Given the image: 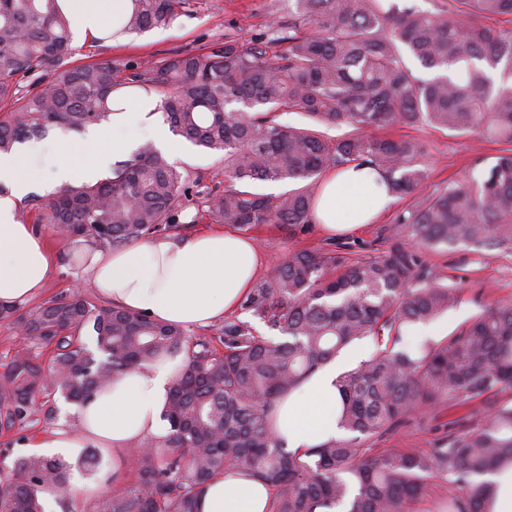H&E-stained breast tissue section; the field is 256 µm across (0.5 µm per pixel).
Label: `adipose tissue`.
Wrapping results in <instances>:
<instances>
[{
  "label": "adipose tissue",
  "instance_id": "adipose-tissue-1",
  "mask_svg": "<svg viewBox=\"0 0 512 512\" xmlns=\"http://www.w3.org/2000/svg\"><path fill=\"white\" fill-rule=\"evenodd\" d=\"M131 0H61L75 38L125 43L130 33L121 18ZM157 96L120 88L112 94L113 130L129 127L148 133L163 149L177 150L159 114ZM70 138L54 132L11 153H0V182L10 187L0 197V304H24L50 277L54 260L35 225L17 220V202L34 184L53 191L73 180V170L58 148ZM392 200L381 172L350 166L331 170L322 180L313 212L327 234L356 231L382 215ZM262 257L254 240L202 230L188 235H157L130 247L97 253L87 268L89 281L106 300L161 323L204 326L233 313L255 286ZM355 357L346 351L289 397L277 402V430L294 452L326 441L337 432L340 397L336 378ZM168 373L140 368L118 374L111 388L76 412V426L57 429L36 444L38 452L74 457L82 448H109L125 454L130 446L164 435L160 417ZM273 492L256 480L226 471L206 491L201 512H270Z\"/></svg>",
  "mask_w": 512,
  "mask_h": 512
}]
</instances>
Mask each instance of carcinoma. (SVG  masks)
Instances as JSON below:
<instances>
[{
	"label": "carcinoma",
	"mask_w": 512,
	"mask_h": 512,
	"mask_svg": "<svg viewBox=\"0 0 512 512\" xmlns=\"http://www.w3.org/2000/svg\"><path fill=\"white\" fill-rule=\"evenodd\" d=\"M190 2L134 0L123 28H169ZM288 8V23L259 38L226 36L160 60L71 65L58 0H0V101L12 102L0 114V152L53 129L107 125L112 92L129 86L159 97L172 132L224 158L229 185L208 199L215 224L303 232L322 175L352 165L379 170L389 194L411 199L379 254L352 258L338 242L280 259L241 303L250 319L217 329L221 349L75 290L30 308L0 304V321L23 336L0 373V416L12 424L38 413L40 395L81 406L119 373L167 367L166 434L136 445L127 455L134 481L98 497L92 512H198L209 482L228 468L273 490L270 512H413L435 474L451 488L442 512H488L486 476L512 468V406L497 399L512 391V305L489 306L455 335L408 342L416 326L458 303L409 241L512 249V29L485 23L512 16V0H438L431 10L410 0H289ZM18 74L37 75L24 94L9 81ZM279 112H298L311 127L282 124ZM419 125L481 131L507 147L478 175L424 194L425 146L378 134ZM256 182L302 186L268 195L247 189ZM189 183L148 142L111 176L30 202L36 223L113 250L175 228ZM254 320L278 336L256 334ZM367 337L376 351L336 380L343 433L287 450L270 423L276 401ZM49 347L46 370L37 350ZM458 407L471 411L448 422L435 447L374 452L375 441L412 419ZM0 456L11 459L0 467V512H45L42 493L71 492L76 468L115 480L99 448L83 449L75 463L8 449Z\"/></svg>",
	"instance_id": "obj_1"
}]
</instances>
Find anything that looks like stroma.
Masks as SVG:
<instances>
[{"label":"stroma","mask_w":512,"mask_h":512,"mask_svg":"<svg viewBox=\"0 0 512 512\" xmlns=\"http://www.w3.org/2000/svg\"><path fill=\"white\" fill-rule=\"evenodd\" d=\"M276 18L287 20L288 0H199L172 27L136 35L122 46L97 41L72 42L70 60L74 63L124 61L159 59L174 52L198 53L227 35L248 39L264 34L269 22ZM391 134L397 139L412 138L425 145L428 178L423 191L427 194L447 186L448 182L465 180L479 161L497 155L500 149L498 143L476 133L456 136L427 125L398 127L392 129ZM169 160L195 180L190 196L183 202L184 213L190 221L182 225V232L207 226V219L197 218L196 213L203 208L207 193L225 184L224 164L219 155L188 143L182 151L170 153ZM407 205V199H394L379 221L348 234L346 241L351 252L367 255L375 249L385 250L388 246L385 230ZM42 231L48 245L62 256L40 294L41 300L46 301L69 292L75 283L87 281L85 267L92 249L86 242L65 238L50 225H43ZM248 235L256 241L265 258L266 266L261 273L265 279L269 278L274 261L289 251L320 249L329 243L328 236L315 226L309 233L294 238L276 224L255 227ZM422 255L438 280L456 288L459 294L458 305L438 318L436 327L453 333L487 305L512 304V252L507 254L496 247L478 249L460 242L448 247L423 249ZM59 402L56 396L44 399L45 418L9 428L0 425V450L19 449L48 435L51 430L72 426V418H61ZM457 416V411L447 410L434 421L412 420L408 427L385 435L378 445L382 448L433 447L436 440L447 433L449 421Z\"/></svg>","instance_id":"stroma-1"}]
</instances>
